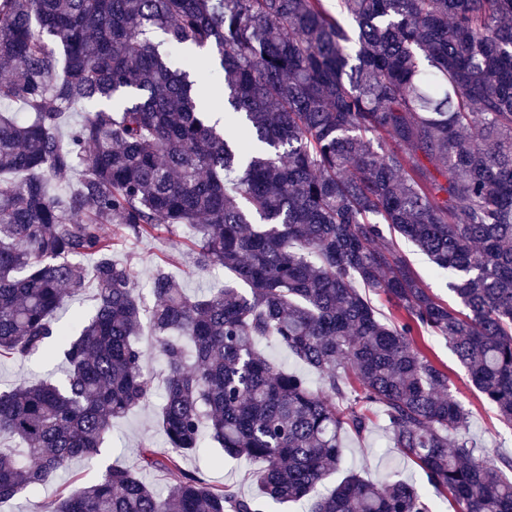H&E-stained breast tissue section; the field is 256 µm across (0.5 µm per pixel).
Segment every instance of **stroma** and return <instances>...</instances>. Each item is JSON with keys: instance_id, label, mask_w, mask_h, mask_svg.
<instances>
[{"instance_id": "35a3bbf8", "label": "stroma", "mask_w": 512, "mask_h": 512, "mask_svg": "<svg viewBox=\"0 0 512 512\" xmlns=\"http://www.w3.org/2000/svg\"><path fill=\"white\" fill-rule=\"evenodd\" d=\"M187 235V230L182 229L174 235L162 232L149 238H131L119 246L117 257L130 260L137 280L142 284L147 282L156 266L165 265L188 294L197 295L211 288L223 287V272L200 273L190 265L184 244ZM397 246L410 260L427 288L450 305H457L458 300L448 287L447 273L436 270L428 258L411 243L401 240ZM421 342L427 346L434 360L447 369L451 393L469 410L470 417L466 428L468 436L488 455L512 458V428L504 425L495 410L483 400L447 342L428 335L422 336ZM67 370V364L59 358L50 361L33 358L25 362L0 359V391L49 375L62 379L65 378ZM163 391L162 382H155L153 396L147 404L114 420L111 440L95 460H73L56 481L42 486L34 497L22 496L0 503V512H31V501L48 502L55 499L60 486L74 478L82 484L93 483L100 478L106 466H138V449L143 442L150 440L159 446L164 443V433L158 418ZM342 442V469L325 480L323 491H330L341 481L345 472L353 471L373 482L391 478L408 483L420 493H428L429 488L422 470L398 449L393 448L383 423H376L371 433L362 438L344 434ZM183 465L208 484L230 485L245 496L257 493L251 475L261 468V461L223 456L206 444L198 453L187 456Z\"/></svg>"}]
</instances>
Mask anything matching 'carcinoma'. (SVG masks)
<instances>
[{
  "label": "carcinoma",
  "mask_w": 512,
  "mask_h": 512,
  "mask_svg": "<svg viewBox=\"0 0 512 512\" xmlns=\"http://www.w3.org/2000/svg\"><path fill=\"white\" fill-rule=\"evenodd\" d=\"M216 72L217 118L201 96ZM1 100L22 111L0 112V357L59 345L69 376L0 392V441L22 443L0 448V503L99 456L112 421L149 401L135 342L147 321L166 447L139 458L167 493L109 466L33 512L302 499L309 512H435L405 482L354 473L315 495L342 434L370 433L377 406L454 512H512V458L460 434L468 410L417 340L448 341L512 426V0H0ZM179 227L197 270L232 275L224 287L193 298L158 265L143 292L114 257ZM395 236L455 276L461 308ZM88 282L95 311L73 336L55 313ZM262 339L322 386L272 362ZM206 440L263 462L255 496L182 467ZM397 246L410 260L414 270L427 288L440 298L448 301V304L459 307L456 296L448 287V282L451 279L447 272L437 271L428 258L411 243L397 239ZM260 349L276 363L301 374L312 389L321 387L319 374L292 357L288 351L274 342L261 341Z\"/></svg>",
  "instance_id": "1"
}]
</instances>
